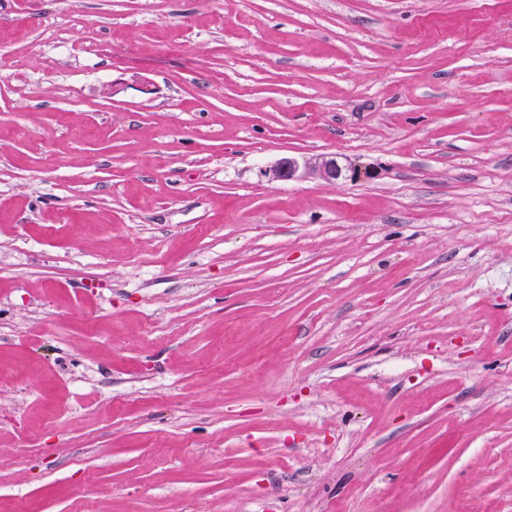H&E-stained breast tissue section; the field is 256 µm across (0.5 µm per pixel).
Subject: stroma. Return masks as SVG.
I'll list each match as a JSON object with an SVG mask.
<instances>
[{
    "label": "stroma",
    "instance_id": "obj_1",
    "mask_svg": "<svg viewBox=\"0 0 512 512\" xmlns=\"http://www.w3.org/2000/svg\"><path fill=\"white\" fill-rule=\"evenodd\" d=\"M0 512H512V0H0Z\"/></svg>",
    "mask_w": 512,
    "mask_h": 512
}]
</instances>
